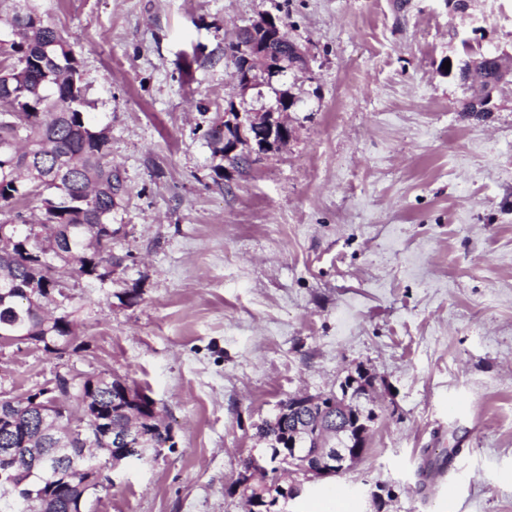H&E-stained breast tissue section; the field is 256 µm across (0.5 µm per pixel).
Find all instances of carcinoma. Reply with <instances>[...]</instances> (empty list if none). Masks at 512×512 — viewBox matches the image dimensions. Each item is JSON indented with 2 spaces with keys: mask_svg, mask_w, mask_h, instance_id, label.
I'll return each instance as SVG.
<instances>
[{
  "mask_svg": "<svg viewBox=\"0 0 512 512\" xmlns=\"http://www.w3.org/2000/svg\"><path fill=\"white\" fill-rule=\"evenodd\" d=\"M9 2L7 16L13 22L14 37L0 43V52L11 59L10 64L0 66V72L10 76L0 80V158L15 161V167L0 168V207L36 195L41 197L43 213L37 228L39 239L29 240V222L20 213L16 214L18 224L7 227L9 233L18 229L19 244L14 254L0 257V334L49 342L61 353L70 347L78 323L67 310L58 317L46 306L65 305L67 295L62 289L66 281L62 276L46 279L48 288L41 291L43 302L34 303L28 285L36 277L45 279V274L28 251L39 248L40 239L49 238L55 230L68 228L65 255L57 262L67 273L89 277L99 265H122L123 259L112 253V209L114 197L122 195L124 189L117 167L108 159L109 141L88 132L90 125L84 116L88 106L86 87L75 72V58L67 51L62 32L45 19L37 0ZM209 137L215 152L223 154L230 165L247 162L240 154H224V125L212 127ZM61 156L77 157L79 167L57 174L54 168ZM120 379L118 374L100 375L94 381V390L75 385L70 392L61 390V395L91 396L100 404L105 424L119 435L131 421L112 405V393ZM33 398L35 395L28 394L16 402L17 436L0 425V448L17 449L9 469L12 479L0 480V512H32L26 507L27 499L39 494L44 495L46 512H68L66 503L77 507L88 489L84 485L87 475L72 472L70 486L63 492L53 473L31 470L26 455L33 451L51 457L72 454L95 442L99 426L88 422L79 430L60 413L57 417L62 425H43L41 419L30 416ZM148 431L151 435L138 446L141 460L172 440L171 427L159 419ZM258 433L270 452L288 441V402L281 403L276 416L264 421ZM276 479L274 468L261 474L248 487V498L261 500L268 496L264 484Z\"/></svg>",
  "mask_w": 512,
  "mask_h": 512,
  "instance_id": "carcinoma-1",
  "label": "carcinoma"
}]
</instances>
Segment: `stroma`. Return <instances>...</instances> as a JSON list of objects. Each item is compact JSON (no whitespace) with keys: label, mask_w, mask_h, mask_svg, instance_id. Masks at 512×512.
<instances>
[{"label":"stroma","mask_w":512,"mask_h":512,"mask_svg":"<svg viewBox=\"0 0 512 512\" xmlns=\"http://www.w3.org/2000/svg\"><path fill=\"white\" fill-rule=\"evenodd\" d=\"M111 130L125 193L110 277L71 276L64 354L0 347V391L118 373L173 447L119 467L88 512H246L258 428L299 392L378 378L366 455L305 482L360 512H512V87L496 112L441 60L512 52V0H40ZM283 19L310 71L240 92L225 47ZM480 32H473V24ZM300 96L282 150L234 168L207 136L229 105Z\"/></svg>","instance_id":"35a3bbf8"}]
</instances>
